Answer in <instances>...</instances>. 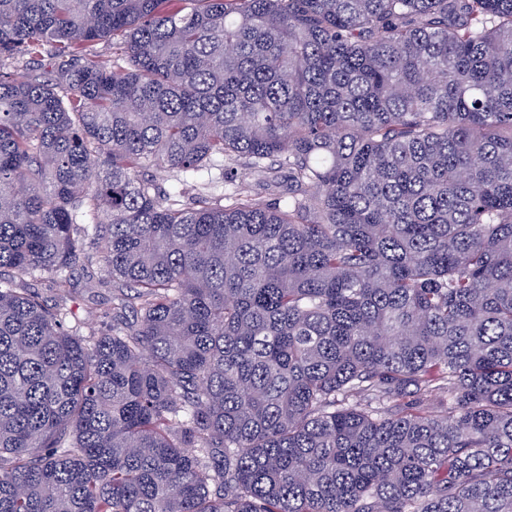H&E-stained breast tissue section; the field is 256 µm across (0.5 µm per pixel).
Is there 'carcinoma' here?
Here are the masks:
<instances>
[{
	"label": "carcinoma",
	"mask_w": 512,
	"mask_h": 512,
	"mask_svg": "<svg viewBox=\"0 0 512 512\" xmlns=\"http://www.w3.org/2000/svg\"><path fill=\"white\" fill-rule=\"evenodd\" d=\"M0 512H512V0H0ZM119 38L112 39H103L100 41H95L89 44L87 48L90 57L99 62L100 64L111 66L115 65V63H119V58L121 57L120 53V45ZM99 276L100 270L95 262L78 266L73 273L76 289L68 300V306L87 333H105L112 327V291L95 288Z\"/></svg>",
	"instance_id": "carcinoma-1"
}]
</instances>
